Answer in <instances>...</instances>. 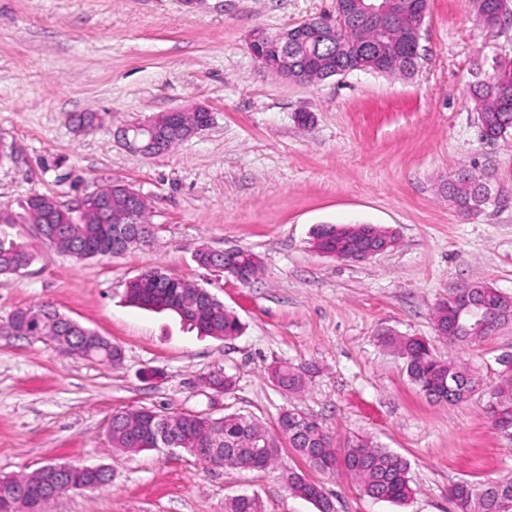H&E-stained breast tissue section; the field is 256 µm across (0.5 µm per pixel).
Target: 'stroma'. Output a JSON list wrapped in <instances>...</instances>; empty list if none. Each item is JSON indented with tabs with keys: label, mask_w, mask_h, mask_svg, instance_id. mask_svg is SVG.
Masks as SVG:
<instances>
[{
	"label": "stroma",
	"mask_w": 512,
	"mask_h": 512,
	"mask_svg": "<svg viewBox=\"0 0 512 512\" xmlns=\"http://www.w3.org/2000/svg\"><path fill=\"white\" fill-rule=\"evenodd\" d=\"M336 0H0V205L67 198L112 181L147 197L149 245L89 260L39 250L22 273L0 275V477L51 462L106 465L111 481L69 492L49 512H224L255 493L265 512H315L292 496L288 470L306 472L336 512H453L449 487L512 471V435L495 430L488 396L431 403L391 332L428 339L435 354L495 381L512 353V324L473 347L449 348L433 324L451 291L486 282L512 297V139L483 137L473 84L512 62V0L488 26L469 0H428L414 75L350 72L313 84L276 77L248 48ZM203 106L210 125L145 157L116 131L176 107ZM93 112L90 128L75 118ZM312 116L309 124L297 113ZM473 168L493 200L465 213L443 185ZM322 224H374L397 245L346 262L311 245ZM259 256L247 285L200 266L199 249ZM148 267L208 289L239 319L224 341L168 312L131 305L125 284ZM49 303L121 347L109 365L13 335L9 317ZM305 373L300 393L271 381L272 364ZM232 389L213 397L204 378ZM148 407L274 425L283 409L316 418L337 448L358 435L403 456L414 495L395 507L363 494L345 471L307 470L291 449L262 472L208 467L182 449L130 454L112 447L113 412Z\"/></svg>",
	"instance_id": "stroma-1"
}]
</instances>
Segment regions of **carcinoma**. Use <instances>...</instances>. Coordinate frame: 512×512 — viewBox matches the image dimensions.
I'll use <instances>...</instances> for the list:
<instances>
[{
    "label": "carcinoma",
    "mask_w": 512,
    "mask_h": 512,
    "mask_svg": "<svg viewBox=\"0 0 512 512\" xmlns=\"http://www.w3.org/2000/svg\"><path fill=\"white\" fill-rule=\"evenodd\" d=\"M477 16L488 17L492 23L500 19L503 0H470ZM410 2H401L399 21L383 31L357 19L340 18L347 28L348 41L336 44L325 36L301 40L293 51L294 69L288 79L310 83L354 71H369L381 75L409 76L415 69L411 59V41L419 36L421 18L409 9ZM483 135L496 140L512 135V63L499 66L488 79L474 84L470 90ZM450 197L463 211L481 203L479 191L486 183L460 170L446 183ZM122 193L108 184L84 199L77 209L68 201L55 196L39 195L28 198L23 205L24 220L36 226L41 243L48 250L81 257L83 260L114 254L112 212L124 207ZM131 228L140 238L129 247L146 245L152 238L148 212L134 219ZM395 240L389 229L373 224H326L320 226L313 247L333 254L337 259L357 249L364 240ZM254 253L238 249L233 255L214 258L198 254L197 262L206 268L222 269L228 264L249 270L251 277L260 272ZM36 258L30 244L0 239V274L17 273ZM141 279L126 284V297L143 308L171 311L204 336L231 340L241 332L238 319L224 308L220 300L203 310L197 309L191 294L192 282L173 277L158 267L140 273ZM475 298L485 314V327H472L466 314L460 312L455 294L442 301L434 313L436 331L444 334L448 346H469L483 342L496 330L512 323V298L503 295L488 283L474 284ZM44 316L41 335L57 338L70 332L59 320V313L43 304L20 309L9 318V324L19 328L26 318ZM387 345L400 352L406 361L410 380L437 405H453L465 401L474 389L476 379L450 359L436 356L427 340L414 336L384 337ZM84 354L116 365L122 361L121 348L104 339L88 342ZM272 382L284 392L301 390L302 373L292 364L279 362L272 366ZM488 413L495 429H512V378H502L494 384V394L488 402ZM165 427L166 448H180L212 466L238 471H260L272 466L281 449L291 448L305 465L323 472V464L345 468L358 481L368 497L404 506L413 495L409 464L401 455L376 444L367 436L355 437L339 454L334 437L317 420L296 409L283 410L271 428L250 416L232 413L220 418L191 413L162 414L140 408L116 411L107 426V434L115 448L128 453L156 450L155 431ZM48 463L30 474L26 488L15 489L11 495L14 512H46L53 493L64 486L79 489ZM288 491L313 504L317 512H335L333 501L323 487L297 471L285 476ZM448 501L454 512H512V476L483 482L461 480L448 488ZM225 512H264L256 495H239L225 503Z\"/></svg>",
    "instance_id": "1"
}]
</instances>
